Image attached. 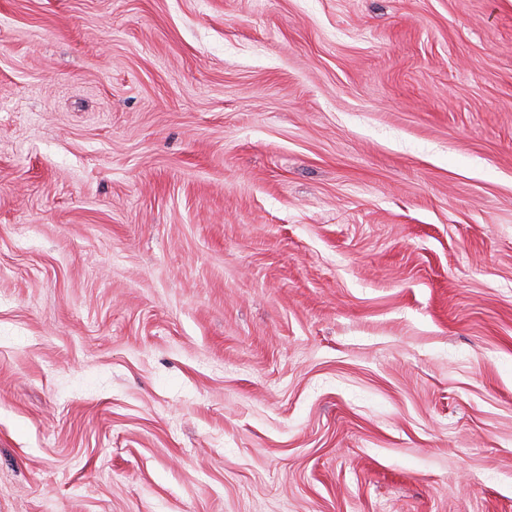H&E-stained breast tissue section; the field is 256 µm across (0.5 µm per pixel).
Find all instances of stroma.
<instances>
[{
	"mask_svg": "<svg viewBox=\"0 0 512 512\" xmlns=\"http://www.w3.org/2000/svg\"><path fill=\"white\" fill-rule=\"evenodd\" d=\"M0 512H512V0H0Z\"/></svg>",
	"mask_w": 512,
	"mask_h": 512,
	"instance_id": "stroma-1",
	"label": "stroma"
}]
</instances>
